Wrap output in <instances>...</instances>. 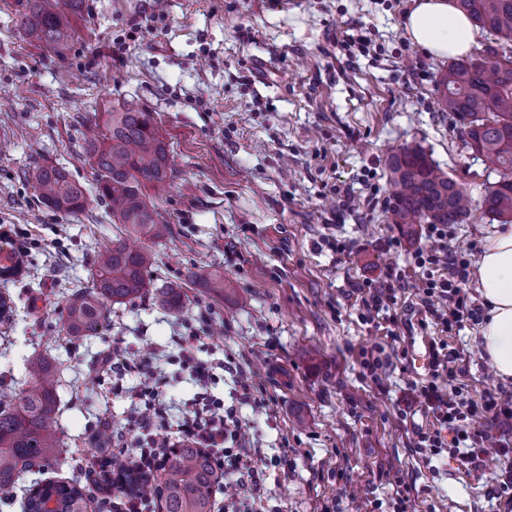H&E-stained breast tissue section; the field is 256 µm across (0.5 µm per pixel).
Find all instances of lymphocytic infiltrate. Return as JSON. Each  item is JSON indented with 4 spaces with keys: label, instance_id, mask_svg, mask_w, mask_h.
Here are the masks:
<instances>
[{
    "label": "lymphocytic infiltrate",
    "instance_id": "obj_1",
    "mask_svg": "<svg viewBox=\"0 0 512 512\" xmlns=\"http://www.w3.org/2000/svg\"><path fill=\"white\" fill-rule=\"evenodd\" d=\"M424 236L428 245L418 249L413 259L415 267L423 271L416 295L426 318L444 333L479 322L482 309L471 300L466 288L472 274L471 264L449 247L447 225H425ZM406 285V274L397 267L388 270L382 279L352 282L350 295L360 307L361 320L372 324L379 314L390 312L397 303L399 291ZM205 333V328L191 326L175 340L179 363L199 387L193 401L184 407L175 422L168 415V382L156 371L152 359L132 363L116 349L100 359L101 374L118 382L129 374L137 378L136 386L126 392L134 407L129 423L137 433L134 443H125L122 434L113 433L111 454L86 467L94 498L104 512H110L112 507L114 463L132 461L147 467L162 457L164 449L184 441L207 452L219 473L235 482L238 495L225 501L224 512H240L239 506L244 501L251 502L250 512H261L264 481L256 467V450L251 447L235 409L225 407L223 401L210 395L208 385L214 376L213 369L196 357ZM429 353L430 378L418 390L436 424L433 429L417 432L415 448L429 458L444 453L456 457L461 466L471 471L480 469L488 453H496L504 461L498 487L501 495L511 498L512 438L472 428L471 423L478 416L494 422L512 420V393L489 391L475 402L459 391L444 392L440 379L456 380L465 369L458 365L457 354L445 342H431Z\"/></svg>",
    "mask_w": 512,
    "mask_h": 512
}]
</instances>
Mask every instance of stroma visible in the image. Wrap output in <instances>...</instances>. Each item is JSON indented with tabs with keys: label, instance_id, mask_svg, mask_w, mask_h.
I'll return each mask as SVG.
<instances>
[{
	"label": "stroma",
	"instance_id": "stroma-1",
	"mask_svg": "<svg viewBox=\"0 0 512 512\" xmlns=\"http://www.w3.org/2000/svg\"><path fill=\"white\" fill-rule=\"evenodd\" d=\"M411 2L82 0L59 57L23 40L17 0H0V226L27 255L26 270L0 287L13 301L0 321V388H28L29 357L54 360L63 441L55 458L0 495V512H22L33 481L83 480L101 424L125 427L133 408L100 374L103 352L118 347L133 362L160 350L157 363L174 379L172 409L195 397L192 378L170 361L187 322L212 331L201 360L248 366L276 401L270 413L242 402L226 371L211 386L267 464L265 512H396L402 499L407 512H512L498 496V455L470 474L412 448L414 431L433 424L409 389L428 376L415 360L432 338L416 324L414 289L399 293L390 330L366 325L348 295L349 283L390 267L412 281L420 275L411 255L425 239L388 221L390 155L423 149L474 203L490 182L437 107L448 62L407 36ZM347 29L367 40V53L337 44ZM123 106L153 113L169 145L173 177L150 200L172 234L154 247L149 291L113 305L99 335L74 338L62 330L68 294L91 287L98 247L131 234L94 198L75 215L43 206L27 173L36 162L63 166L94 190L82 153L87 129ZM494 229L477 209L468 223L449 225L448 242L475 263ZM345 242L353 248L346 260L336 252ZM191 266L222 272L231 291L217 300L185 285L186 310L170 314L153 290L180 282ZM447 341L468 369L464 395L477 400L499 387L479 325ZM380 349L390 362L375 382L362 361Z\"/></svg>",
	"mask_w": 512,
	"mask_h": 512
}]
</instances>
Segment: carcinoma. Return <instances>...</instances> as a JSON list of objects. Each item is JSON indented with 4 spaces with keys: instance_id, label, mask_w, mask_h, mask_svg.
Here are the masks:
<instances>
[{
    "instance_id": "1",
    "label": "carcinoma",
    "mask_w": 512,
    "mask_h": 512,
    "mask_svg": "<svg viewBox=\"0 0 512 512\" xmlns=\"http://www.w3.org/2000/svg\"><path fill=\"white\" fill-rule=\"evenodd\" d=\"M80 0H26L17 25L25 40L61 56L72 35L67 14ZM459 10L485 32L481 47L463 58L448 61L441 73L442 94L437 102L448 113L466 148L488 162L498 176L487 188L481 208L502 224L512 223V0H455ZM83 152L97 173L99 198L112 213V222L127 224L155 244L171 234L148 202L146 190L169 178V145L150 112L122 108L104 113L97 135L86 140ZM395 204L392 223L412 232L417 224H464L470 210L461 183L449 177L420 148H406L389 159ZM30 179L40 202L67 214L87 204L83 185L54 165L36 164ZM149 246L128 247L118 239L95 251L91 263L93 289L79 288L68 298L63 330L68 336L99 335L112 305L140 297L146 276L155 265ZM184 278L224 297V275L195 266ZM155 300L179 315L187 306L182 287L157 289ZM27 369L30 386L14 395L0 392V492H9L25 466L57 454V366L39 355ZM218 479L214 462L203 450L184 445L164 464L153 493L158 512H212V489ZM59 497L62 512H87V496L75 486L49 484Z\"/></svg>"
}]
</instances>
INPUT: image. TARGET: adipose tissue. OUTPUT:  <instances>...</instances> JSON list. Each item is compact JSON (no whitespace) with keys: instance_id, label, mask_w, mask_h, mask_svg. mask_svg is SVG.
I'll return each mask as SVG.
<instances>
[{"instance_id":"adipose-tissue-1","label":"adipose tissue","mask_w":512,"mask_h":512,"mask_svg":"<svg viewBox=\"0 0 512 512\" xmlns=\"http://www.w3.org/2000/svg\"><path fill=\"white\" fill-rule=\"evenodd\" d=\"M403 26L413 43L437 59L469 54L476 44L471 20L452 0H413ZM477 290L485 306L482 353L501 380H512L511 224L487 237L478 261Z\"/></svg>"}]
</instances>
